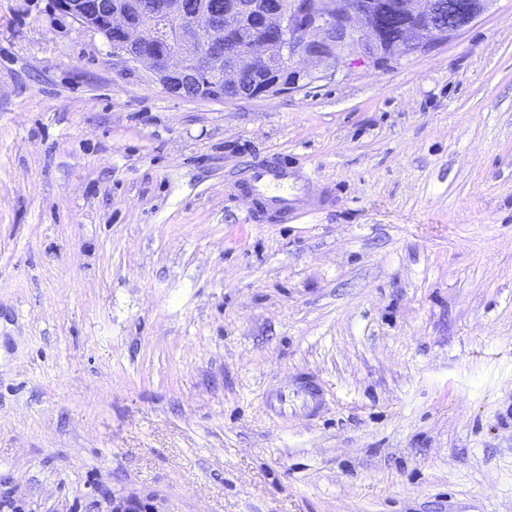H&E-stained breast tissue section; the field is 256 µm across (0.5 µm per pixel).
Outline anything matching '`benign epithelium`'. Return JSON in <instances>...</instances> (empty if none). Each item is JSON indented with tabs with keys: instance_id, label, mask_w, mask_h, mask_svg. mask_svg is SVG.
Segmentation results:
<instances>
[{
	"instance_id": "obj_1",
	"label": "benign epithelium",
	"mask_w": 512,
	"mask_h": 512,
	"mask_svg": "<svg viewBox=\"0 0 512 512\" xmlns=\"http://www.w3.org/2000/svg\"><path fill=\"white\" fill-rule=\"evenodd\" d=\"M493 0H54L127 69L145 66L182 98H257L288 83L297 58L359 52L377 64L470 28Z\"/></svg>"
}]
</instances>
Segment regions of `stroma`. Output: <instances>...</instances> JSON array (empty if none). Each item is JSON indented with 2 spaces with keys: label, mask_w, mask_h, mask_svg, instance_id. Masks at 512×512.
Returning a JSON list of instances; mask_svg holds the SVG:
<instances>
[{
  "label": "stroma",
  "mask_w": 512,
  "mask_h": 512,
  "mask_svg": "<svg viewBox=\"0 0 512 512\" xmlns=\"http://www.w3.org/2000/svg\"><path fill=\"white\" fill-rule=\"evenodd\" d=\"M52 2L0 0V512H512V0L224 101ZM275 153L319 212L229 194Z\"/></svg>",
  "instance_id": "obj_1"
}]
</instances>
